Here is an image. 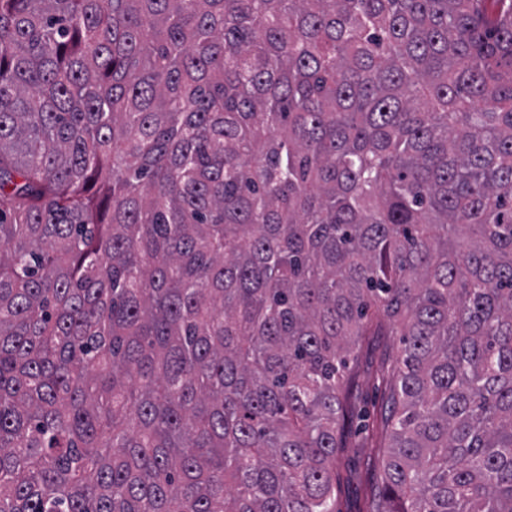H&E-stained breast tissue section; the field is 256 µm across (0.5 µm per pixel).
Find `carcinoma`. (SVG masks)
I'll return each instance as SVG.
<instances>
[{"instance_id":"obj_1","label":"carcinoma","mask_w":512,"mask_h":512,"mask_svg":"<svg viewBox=\"0 0 512 512\" xmlns=\"http://www.w3.org/2000/svg\"><path fill=\"white\" fill-rule=\"evenodd\" d=\"M512 512V0H0V512ZM382 356V347L377 343L365 342L354 350L350 356V364L353 371H357V386L354 387L355 402L357 407H365L370 412V431L379 424V415L384 406L385 399L378 388L376 380L377 365ZM336 457V510L367 512L372 487L379 481L389 440L381 430L373 438L355 430V423L341 428Z\"/></svg>"}]
</instances>
